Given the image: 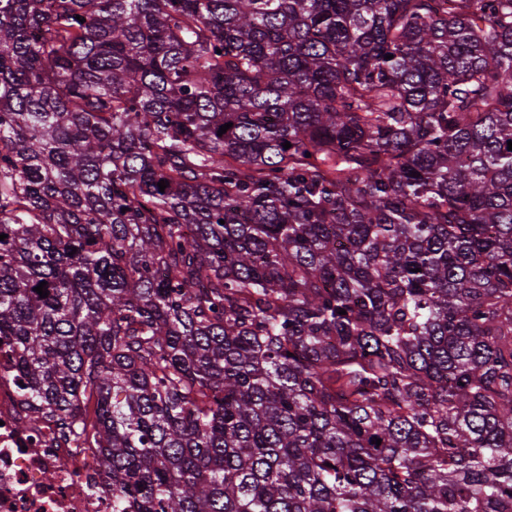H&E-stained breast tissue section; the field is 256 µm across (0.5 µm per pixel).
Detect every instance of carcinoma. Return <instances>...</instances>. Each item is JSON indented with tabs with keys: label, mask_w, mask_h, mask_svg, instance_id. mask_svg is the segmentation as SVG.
<instances>
[{
	"label": "carcinoma",
	"mask_w": 512,
	"mask_h": 512,
	"mask_svg": "<svg viewBox=\"0 0 512 512\" xmlns=\"http://www.w3.org/2000/svg\"><path fill=\"white\" fill-rule=\"evenodd\" d=\"M510 141L512 0H0L26 410L112 512H512Z\"/></svg>",
	"instance_id": "cac0c4a2"
}]
</instances>
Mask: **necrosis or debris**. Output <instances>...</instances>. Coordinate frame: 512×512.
<instances>
[{"label": "necrosis or debris", "mask_w": 512, "mask_h": 512, "mask_svg": "<svg viewBox=\"0 0 512 512\" xmlns=\"http://www.w3.org/2000/svg\"><path fill=\"white\" fill-rule=\"evenodd\" d=\"M20 401L0 349V512H112L91 449L57 447L46 421L20 428Z\"/></svg>", "instance_id": "obj_1"}]
</instances>
